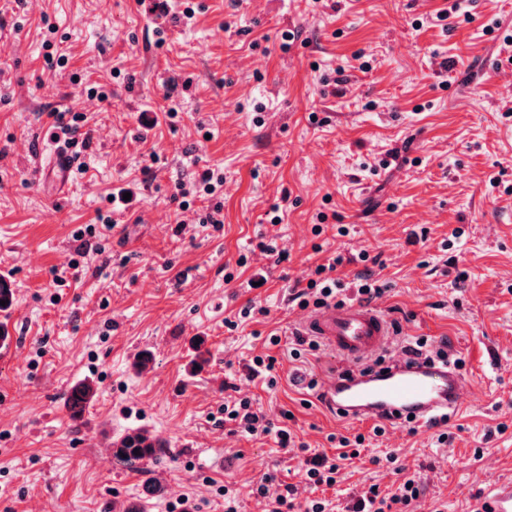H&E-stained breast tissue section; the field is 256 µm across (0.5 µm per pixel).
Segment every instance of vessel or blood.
Returning <instances> with one entry per match:
<instances>
[{"label": "vessel or blood", "instance_id": "1", "mask_svg": "<svg viewBox=\"0 0 512 512\" xmlns=\"http://www.w3.org/2000/svg\"><path fill=\"white\" fill-rule=\"evenodd\" d=\"M78 159L74 149L54 144L43 176L55 191H62ZM306 335L317 337L342 365H329L318 375V394L326 407L345 419L380 420L389 415L418 420L458 411L464 382L450 366L391 360L386 369L364 374L355 363L379 353L391 343L386 317L373 305H328L301 322ZM469 512H512V480L487 482Z\"/></svg>", "mask_w": 512, "mask_h": 512}]
</instances>
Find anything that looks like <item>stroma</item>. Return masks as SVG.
I'll list each match as a JSON object with an SVG mask.
<instances>
[{"mask_svg": "<svg viewBox=\"0 0 512 512\" xmlns=\"http://www.w3.org/2000/svg\"><path fill=\"white\" fill-rule=\"evenodd\" d=\"M192 6L187 20L177 0H0V277L13 289L0 311V512L139 499L146 512H224L228 489L237 512H263L254 489L270 474V495L290 487L297 504L346 512L414 472L404 512H467L484 482L512 479V0H464L462 16L448 0ZM59 113L78 116L72 138L89 146L56 196L35 174ZM205 165L223 186L181 210L176 183ZM120 188L132 199L116 214ZM216 207L218 231L204 222ZM263 236L279 255L258 249ZM334 254L338 277L389 285L376 304L405 345L451 347L464 412L376 437L291 382L330 354L291 357L305 311L290 288ZM252 304L267 315L240 318ZM199 339L209 362L195 372ZM259 355L275 357V387L251 374ZM80 382L94 397L76 424L64 398ZM241 398L298 446L237 432L224 404ZM136 428L168 453L127 469L112 444ZM358 433L359 456L340 459L330 435ZM307 453L339 458L336 485L310 489Z\"/></svg>", "mask_w": 512, "mask_h": 512, "instance_id": "stroma-1", "label": "stroma"}]
</instances>
